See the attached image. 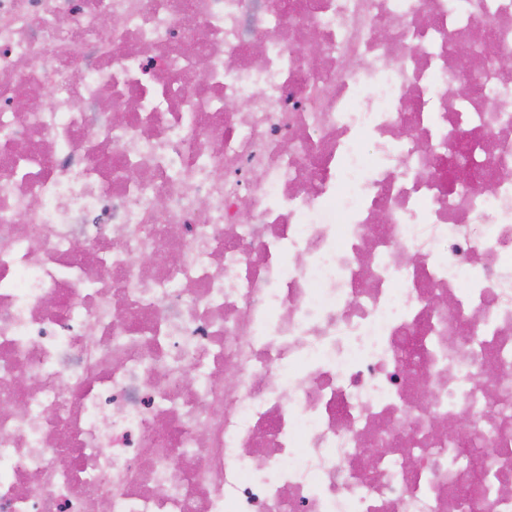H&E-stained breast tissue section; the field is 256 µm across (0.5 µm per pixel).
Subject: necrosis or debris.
<instances>
[{"label": "necrosis or debris", "mask_w": 512, "mask_h": 512, "mask_svg": "<svg viewBox=\"0 0 512 512\" xmlns=\"http://www.w3.org/2000/svg\"><path fill=\"white\" fill-rule=\"evenodd\" d=\"M505 55L512 0H0V512H512Z\"/></svg>", "instance_id": "obj_1"}]
</instances>
